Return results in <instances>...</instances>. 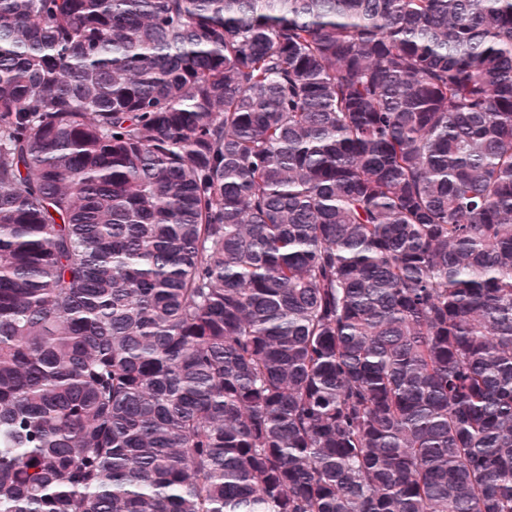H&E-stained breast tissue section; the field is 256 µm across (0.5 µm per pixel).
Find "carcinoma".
I'll use <instances>...</instances> for the list:
<instances>
[{"instance_id": "1", "label": "carcinoma", "mask_w": 512, "mask_h": 512, "mask_svg": "<svg viewBox=\"0 0 512 512\" xmlns=\"http://www.w3.org/2000/svg\"><path fill=\"white\" fill-rule=\"evenodd\" d=\"M0 512H512V0H0Z\"/></svg>"}]
</instances>
